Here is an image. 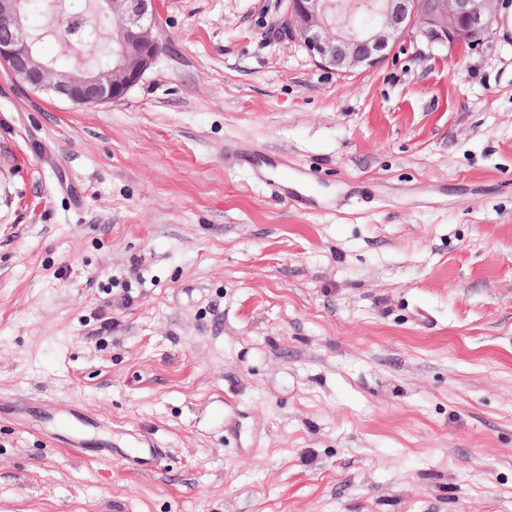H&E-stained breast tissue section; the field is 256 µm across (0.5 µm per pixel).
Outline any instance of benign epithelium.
<instances>
[{"label":"benign epithelium","instance_id":"benign-epithelium-1","mask_svg":"<svg viewBox=\"0 0 512 512\" xmlns=\"http://www.w3.org/2000/svg\"><path fill=\"white\" fill-rule=\"evenodd\" d=\"M156 0H98L115 20L112 65L57 69L39 57L25 0H0V66L34 92L77 106L117 103L142 82L163 51ZM503 0H372L374 23L355 24L358 0H287L274 38L299 43L319 65L351 73L380 64L401 41L467 53L484 45Z\"/></svg>","mask_w":512,"mask_h":512}]
</instances>
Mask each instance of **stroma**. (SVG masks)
Returning <instances> with one entry per match:
<instances>
[{"label": "stroma", "mask_w": 512, "mask_h": 512, "mask_svg": "<svg viewBox=\"0 0 512 512\" xmlns=\"http://www.w3.org/2000/svg\"><path fill=\"white\" fill-rule=\"evenodd\" d=\"M285 4L157 0L115 104L0 67V512H512V11L343 76ZM160 459V448H156L152 438L147 434L140 436L136 448L126 451L123 455L127 468L135 472L152 470L158 465Z\"/></svg>", "instance_id": "obj_1"}]
</instances>
